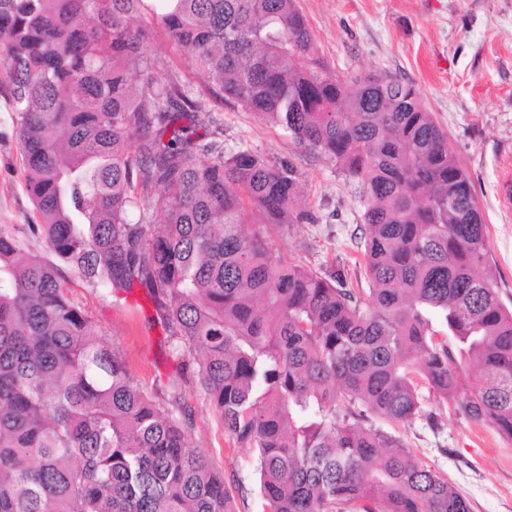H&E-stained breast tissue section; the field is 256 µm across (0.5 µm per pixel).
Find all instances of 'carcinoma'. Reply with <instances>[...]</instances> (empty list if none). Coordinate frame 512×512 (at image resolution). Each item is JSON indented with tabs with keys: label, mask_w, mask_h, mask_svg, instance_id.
Returning <instances> with one entry per match:
<instances>
[{
	"label": "carcinoma",
	"mask_w": 512,
	"mask_h": 512,
	"mask_svg": "<svg viewBox=\"0 0 512 512\" xmlns=\"http://www.w3.org/2000/svg\"><path fill=\"white\" fill-rule=\"evenodd\" d=\"M157 31L188 76L148 52ZM0 61L40 217L0 224V512H236L176 407L70 299L62 264L89 288L146 290L252 450L262 512H470L364 426L437 428L422 383L512 438V310L470 173L415 84L331 74L298 0H0ZM206 99L288 129L357 184L368 294L243 231L246 199L268 224L316 216L291 160L201 133ZM471 367L481 383L459 399Z\"/></svg>",
	"instance_id": "obj_1"
}]
</instances>
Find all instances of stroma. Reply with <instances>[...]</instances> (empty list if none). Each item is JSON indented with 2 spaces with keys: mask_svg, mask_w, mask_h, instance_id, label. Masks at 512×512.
Masks as SVG:
<instances>
[{
  "mask_svg": "<svg viewBox=\"0 0 512 512\" xmlns=\"http://www.w3.org/2000/svg\"><path fill=\"white\" fill-rule=\"evenodd\" d=\"M320 57L335 74L352 70L397 75L418 88L425 108L448 133L468 169L487 225L490 260L501 300L512 306V207L499 199L512 168V0H298ZM0 67V224L38 223L25 187L10 103ZM200 120L225 147L291 159L314 224L272 228L286 258L326 274L343 268L350 285L368 288L359 226L363 206L334 163L300 147L285 128L224 102L207 101ZM70 297L95 320L105 343L149 393L164 391L187 417L191 447L221 472L229 490L251 468L252 452L229 440L224 422L194 377L193 357L175 351L144 289L87 287L63 273ZM439 413L433 430L417 419L392 426L407 448L465 496L471 512H512V439L491 423L466 417L456 402L425 395Z\"/></svg>",
  "mask_w": 512,
  "mask_h": 512,
  "instance_id": "stroma-1",
  "label": "stroma"
}]
</instances>
